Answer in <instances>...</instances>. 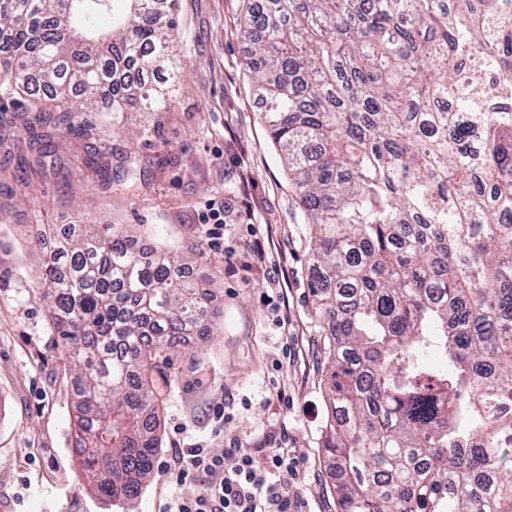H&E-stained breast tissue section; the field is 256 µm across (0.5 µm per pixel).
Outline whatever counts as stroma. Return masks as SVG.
<instances>
[{
  "mask_svg": "<svg viewBox=\"0 0 512 512\" xmlns=\"http://www.w3.org/2000/svg\"><path fill=\"white\" fill-rule=\"evenodd\" d=\"M182 76L176 103L141 112L121 131L97 126L103 165L125 152L141 179L106 183L83 161L79 130L57 137L63 165L27 167V136L0 127V512H161L177 486L175 449L214 444L217 434L262 451L297 449V471L279 475L304 512H336L333 467L320 448L326 421L322 325L307 286L309 230L295 187L260 118L240 21L245 0H169ZM163 132L145 138L150 122ZM89 220L134 224L174 254L214 294V326L186 336L163 363L162 444L152 477L130 505L109 506L84 473L73 435L75 374L53 336L43 300L38 225ZM224 219V245L207 224ZM223 403L229 417L213 416Z\"/></svg>",
  "mask_w": 512,
  "mask_h": 512,
  "instance_id": "stroma-1",
  "label": "stroma"
}]
</instances>
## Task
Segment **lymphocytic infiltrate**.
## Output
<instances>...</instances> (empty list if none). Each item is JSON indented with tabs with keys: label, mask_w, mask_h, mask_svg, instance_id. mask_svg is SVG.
<instances>
[{
	"label": "lymphocytic infiltrate",
	"mask_w": 512,
	"mask_h": 512,
	"mask_svg": "<svg viewBox=\"0 0 512 512\" xmlns=\"http://www.w3.org/2000/svg\"><path fill=\"white\" fill-rule=\"evenodd\" d=\"M295 450L270 448L258 453L230 440L228 447L194 443L175 453L179 493L165 512H303L297 496L277 476L297 470Z\"/></svg>",
	"instance_id": "lymphocytic-infiltrate-1"
}]
</instances>
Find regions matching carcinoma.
I'll use <instances>...</instances> for the list:
<instances>
[{
	"label": "carcinoma",
	"mask_w": 512,
	"mask_h": 512,
	"mask_svg": "<svg viewBox=\"0 0 512 512\" xmlns=\"http://www.w3.org/2000/svg\"><path fill=\"white\" fill-rule=\"evenodd\" d=\"M242 26L310 228L337 512H512V112L493 111L512 98V0H247ZM176 39L153 0H0V112L28 165L55 170L53 137L84 112L117 130L169 108L155 71ZM36 245L84 471L132 500L160 448L159 357L208 323L210 294L126 224Z\"/></svg>",
	"instance_id": "carcinoma-1"
}]
</instances>
